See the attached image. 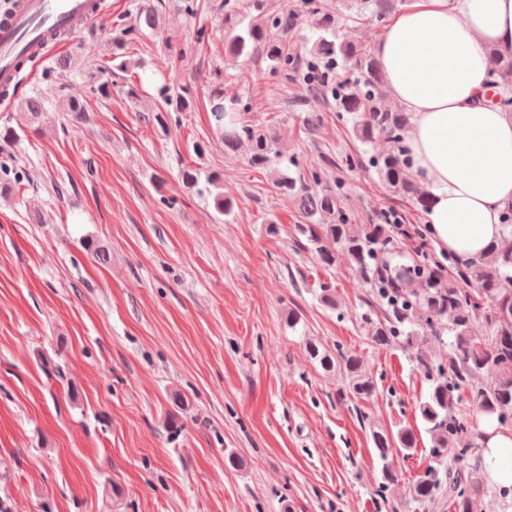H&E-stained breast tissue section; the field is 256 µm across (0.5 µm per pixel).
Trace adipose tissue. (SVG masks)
<instances>
[{
	"mask_svg": "<svg viewBox=\"0 0 512 512\" xmlns=\"http://www.w3.org/2000/svg\"><path fill=\"white\" fill-rule=\"evenodd\" d=\"M512 52V0H411L372 52L409 118L407 151L438 249L466 261L503 242L512 205V116L483 93ZM492 481L512 486V432L480 415Z\"/></svg>",
	"mask_w": 512,
	"mask_h": 512,
	"instance_id": "1",
	"label": "adipose tissue"
}]
</instances>
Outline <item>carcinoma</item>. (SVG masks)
Segmentation results:
<instances>
[{"label": "carcinoma", "instance_id": "carcinoma-1", "mask_svg": "<svg viewBox=\"0 0 512 512\" xmlns=\"http://www.w3.org/2000/svg\"><path fill=\"white\" fill-rule=\"evenodd\" d=\"M302 4L317 15L322 32L306 57L290 56L283 44L295 16L268 14L265 0H252L255 14L247 19L238 13L236 0H224V55L238 59L258 50L269 71L305 86L312 102L334 99L336 109L347 114L350 133L361 143L372 144L379 137L400 142L408 117L382 104L383 75L367 46L336 36V15L327 5L318 0H302ZM154 24L152 6L141 4L134 26L151 28ZM347 65L360 77L333 83L336 69ZM159 95L165 105L178 111L186 106L185 96L167 86L160 88ZM60 109L73 122L85 117L86 106L77 99L62 101ZM17 110L31 127L38 122L43 104L29 98ZM210 114L224 150L236 151L246 145L251 166L274 171V188L288 198L301 218L298 231L305 238L301 247L312 246L329 266L337 256H345L372 286L371 306L382 317L366 318L371 342L379 347L399 343L415 350L416 366L431 385L418 411L434 464L411 484L410 500L425 512H433L444 498L453 512H475L477 497L488 486L484 449L476 443L458 446L459 438L471 433L459 410L466 400L476 411L495 417L498 428L512 430V423L502 421V414L512 415V247L491 245L482 256L467 262L458 277L444 280L439 275L432 282L419 269L392 264L397 251L384 225L352 222L342 203L341 180L331 182L324 176L328 169L341 168L340 158L323 156L322 170L292 176L289 167H298L295 158L286 155L272 134L249 122L237 101L227 102L223 93L215 92ZM368 162L399 197L416 208H429V193L411 177L400 152L372 155ZM206 185L217 214L231 216L236 202L224 195L221 176H206ZM445 332L450 337L448 355L439 361L427 348ZM304 346L324 370L343 371L351 397L367 400L374 395L376 382L360 356L341 350L332 354L310 338ZM490 370L494 380L487 383L484 375ZM372 440L381 462L378 493L384 497L398 478L392 460L413 453L416 437L412 430L400 428L374 430Z\"/></svg>", "mask_w": 512, "mask_h": 512}]
</instances>
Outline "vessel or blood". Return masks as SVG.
<instances>
[{"label": "vessel or blood", "mask_w": 512, "mask_h": 512, "mask_svg": "<svg viewBox=\"0 0 512 512\" xmlns=\"http://www.w3.org/2000/svg\"><path fill=\"white\" fill-rule=\"evenodd\" d=\"M93 17L91 0H7L0 11V90L22 84L24 63L45 57L51 32L80 31Z\"/></svg>", "instance_id": "b4317fda"}]
</instances>
